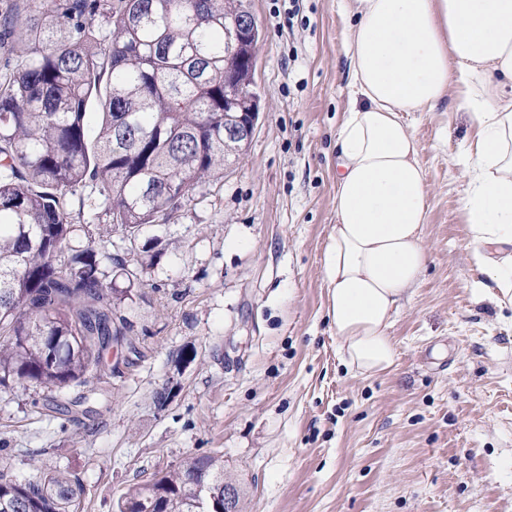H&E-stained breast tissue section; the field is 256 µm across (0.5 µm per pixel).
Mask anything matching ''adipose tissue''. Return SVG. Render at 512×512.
I'll list each match as a JSON object with an SVG mask.
<instances>
[{
    "instance_id": "1",
    "label": "adipose tissue",
    "mask_w": 512,
    "mask_h": 512,
    "mask_svg": "<svg viewBox=\"0 0 512 512\" xmlns=\"http://www.w3.org/2000/svg\"><path fill=\"white\" fill-rule=\"evenodd\" d=\"M350 101L336 131L323 276L353 371L391 370L393 317L422 280L427 178L405 120L448 92L479 129L458 158L481 290L512 306V0H348Z\"/></svg>"
}]
</instances>
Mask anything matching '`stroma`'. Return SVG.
<instances>
[{"label": "stroma", "instance_id": "stroma-1", "mask_svg": "<svg viewBox=\"0 0 512 512\" xmlns=\"http://www.w3.org/2000/svg\"><path fill=\"white\" fill-rule=\"evenodd\" d=\"M255 17L259 122L222 179L168 223L144 227L152 264L134 285L97 242L135 366L64 389L0 393V471H61L83 512H115L126 488L217 453L243 512H512V311L474 287L456 163L477 137L455 93L406 119L427 172L425 275L393 318L394 367L349 370L328 315L336 130L349 101L344 0H243ZM169 387L166 404L156 393Z\"/></svg>", "mask_w": 512, "mask_h": 512}]
</instances>
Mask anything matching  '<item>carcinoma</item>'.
<instances>
[{"instance_id":"carcinoma-1","label":"carcinoma","mask_w":512,"mask_h":512,"mask_svg":"<svg viewBox=\"0 0 512 512\" xmlns=\"http://www.w3.org/2000/svg\"><path fill=\"white\" fill-rule=\"evenodd\" d=\"M242 0H0V391L50 392L101 370L128 289L104 281L94 230L72 222L90 183L111 231L165 224L241 150L224 113L246 112L252 74L224 100ZM107 18L108 27L95 24ZM100 116L97 127L88 114ZM65 473L0 474V512H80ZM119 512H224V460L188 457L128 487Z\"/></svg>"}]
</instances>
